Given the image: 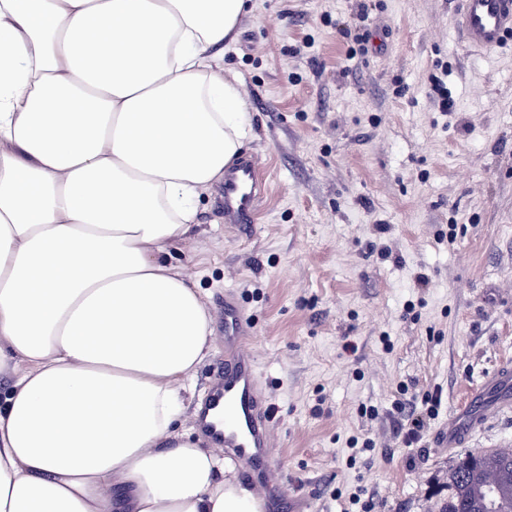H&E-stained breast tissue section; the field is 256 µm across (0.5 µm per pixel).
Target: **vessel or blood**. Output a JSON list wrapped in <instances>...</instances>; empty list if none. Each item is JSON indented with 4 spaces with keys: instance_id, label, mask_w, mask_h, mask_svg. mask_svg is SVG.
Instances as JSON below:
<instances>
[{
    "instance_id": "b4317fda",
    "label": "vessel or blood",
    "mask_w": 512,
    "mask_h": 512,
    "mask_svg": "<svg viewBox=\"0 0 512 512\" xmlns=\"http://www.w3.org/2000/svg\"><path fill=\"white\" fill-rule=\"evenodd\" d=\"M458 3L454 26L466 48L491 52L512 35V0ZM262 192L252 156H242L226 168L221 188L225 224L241 232L255 224ZM217 320L224 339V358L200 402L196 427L215 452L234 462L245 487L262 506L273 508L282 503L287 489L274 454L275 415L253 351V322L231 291L225 292L217 305ZM463 406L471 412L468 424L449 415L437 435L440 447H457L464 429H478L497 413L512 409V363L502 362L481 385L471 389Z\"/></svg>"
}]
</instances>
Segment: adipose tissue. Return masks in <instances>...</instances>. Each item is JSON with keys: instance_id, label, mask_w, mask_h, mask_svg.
<instances>
[{"instance_id": "1", "label": "adipose tissue", "mask_w": 512, "mask_h": 512, "mask_svg": "<svg viewBox=\"0 0 512 512\" xmlns=\"http://www.w3.org/2000/svg\"><path fill=\"white\" fill-rule=\"evenodd\" d=\"M247 0H0V512H259L180 431L213 344L172 260L253 135Z\"/></svg>"}]
</instances>
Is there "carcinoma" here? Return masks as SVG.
<instances>
[{
  "mask_svg": "<svg viewBox=\"0 0 512 512\" xmlns=\"http://www.w3.org/2000/svg\"><path fill=\"white\" fill-rule=\"evenodd\" d=\"M451 493L440 512H512V448L459 458L448 474Z\"/></svg>",
  "mask_w": 512,
  "mask_h": 512,
  "instance_id": "obj_1",
  "label": "carcinoma"
}]
</instances>
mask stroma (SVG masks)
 Wrapping results in <instances>:
<instances>
[{
    "label": "stroma",
    "mask_w": 512,
    "mask_h": 512,
    "mask_svg": "<svg viewBox=\"0 0 512 512\" xmlns=\"http://www.w3.org/2000/svg\"><path fill=\"white\" fill-rule=\"evenodd\" d=\"M456 7L252 0L224 47L255 117L260 212L238 234L211 188L173 260L207 308L230 290L251 315L276 455L303 512H352L362 490L374 512H438L459 457L512 439L504 412L459 447L432 445L466 392L512 360V41L465 48ZM434 74L453 117L429 95ZM223 356L214 340L187 382L183 428ZM436 386L439 414L407 446L395 403ZM353 437L373 446L352 463Z\"/></svg>",
    "instance_id": "35a3bbf8"
}]
</instances>
